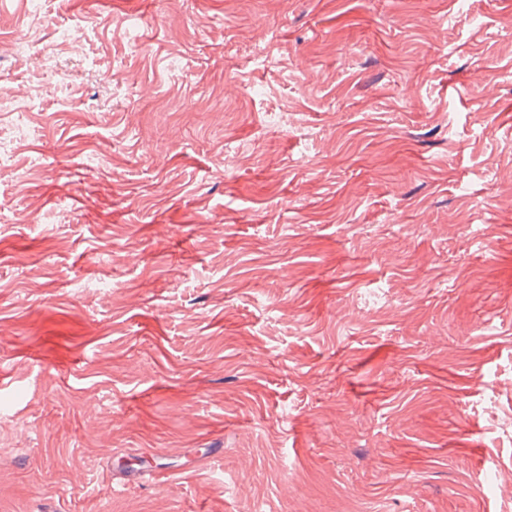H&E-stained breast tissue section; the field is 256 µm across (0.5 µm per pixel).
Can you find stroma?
Here are the masks:
<instances>
[{
    "label": "stroma",
    "mask_w": 512,
    "mask_h": 512,
    "mask_svg": "<svg viewBox=\"0 0 512 512\" xmlns=\"http://www.w3.org/2000/svg\"><path fill=\"white\" fill-rule=\"evenodd\" d=\"M0 18V512H512V0Z\"/></svg>",
    "instance_id": "obj_1"
}]
</instances>
